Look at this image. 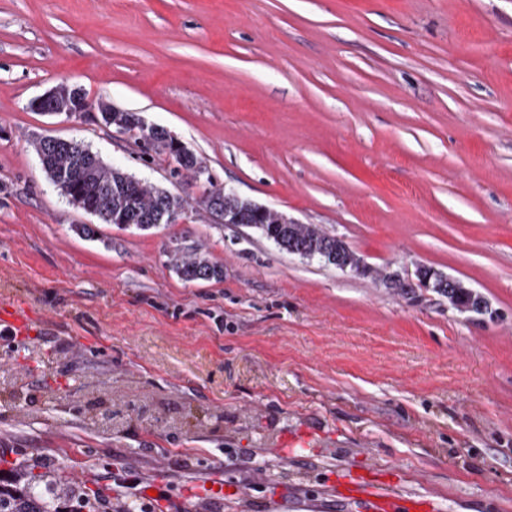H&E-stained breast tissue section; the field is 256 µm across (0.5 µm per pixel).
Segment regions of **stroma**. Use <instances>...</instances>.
<instances>
[{
    "label": "stroma",
    "instance_id": "stroma-1",
    "mask_svg": "<svg viewBox=\"0 0 512 512\" xmlns=\"http://www.w3.org/2000/svg\"><path fill=\"white\" fill-rule=\"evenodd\" d=\"M63 81L169 131L216 186L371 266L457 277L496 317L194 203L158 230L97 223L33 137L203 187L116 128L31 109ZM196 246L222 281L168 267ZM23 466L114 505L133 470L160 512H360L349 481L512 512V0H0V470ZM448 308L459 313L493 318L496 312L492 310L487 299L479 292L470 290L469 295L463 299H449Z\"/></svg>",
    "mask_w": 512,
    "mask_h": 512
}]
</instances>
